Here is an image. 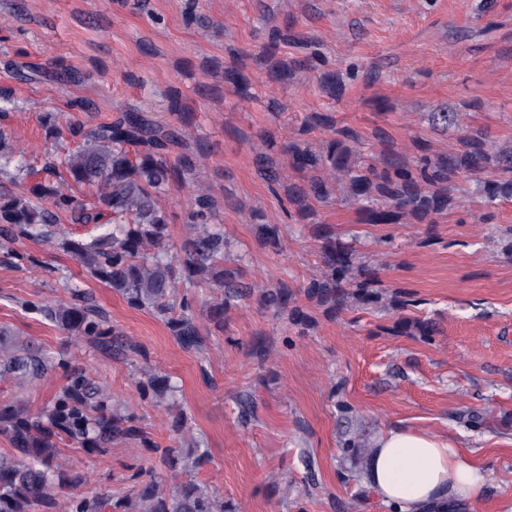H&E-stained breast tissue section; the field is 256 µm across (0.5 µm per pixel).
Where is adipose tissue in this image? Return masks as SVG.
Here are the masks:
<instances>
[{
	"instance_id": "1",
	"label": "adipose tissue",
	"mask_w": 512,
	"mask_h": 512,
	"mask_svg": "<svg viewBox=\"0 0 512 512\" xmlns=\"http://www.w3.org/2000/svg\"><path fill=\"white\" fill-rule=\"evenodd\" d=\"M364 481L394 512H430L461 499H477L486 481L482 467L447 438L394 428L381 434Z\"/></svg>"
}]
</instances>
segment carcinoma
I'll list each match as a JSON object with an SVG mask.
<instances>
[{
    "label": "carcinoma",
    "mask_w": 512,
    "mask_h": 512,
    "mask_svg": "<svg viewBox=\"0 0 512 512\" xmlns=\"http://www.w3.org/2000/svg\"><path fill=\"white\" fill-rule=\"evenodd\" d=\"M68 131L80 140L78 149L57 155L45 164L46 176L31 181L33 172L22 160L23 152L0 128V176L18 184L17 191L0 194V246L17 257L10 244L20 237L51 238L52 227L63 217L77 224L104 226L106 232L89 242L64 235L57 245L128 307L147 310L163 321L181 346L201 347L202 332L192 301L178 295L176 285L204 284L224 292L220 301L208 307L209 320L219 325L224 323L226 297H249L255 287L244 281L241 268L224 266L228 241L222 225L208 222L214 201L207 195L196 196L187 214L192 236L179 252L168 256L173 242L171 214L164 200L192 171L184 161L188 154H181L174 163L169 158V147L187 146L183 136L174 126L154 123L141 112H123L112 122L90 129L70 125ZM458 144L454 152L423 155L413 164L386 170L374 162L352 165L344 150L335 149L324 157L298 142L288 143L282 157L284 167L315 169L328 162L343 172L351 197L371 224H398L406 215L434 224L455 208L452 185L460 177L506 175L503 182H490L489 198L512 199V151L492 150L486 132L473 127L459 131ZM258 163L261 175L279 181L283 167L265 155ZM330 194L326 182L315 180L293 187L291 202L305 212L311 200ZM322 239L326 272L321 277L301 288L280 284L260 293V302L281 312L292 326L316 324L311 306L334 314L350 298L369 304L381 294L379 270L354 266L351 247L327 233ZM24 308L71 335L84 337L115 359L149 361L145 347L120 338L87 306L77 288L67 303L27 301ZM391 330L398 335L414 330L428 341L436 334L433 322L406 317L397 319ZM62 364L64 354L44 351L0 328V378L24 384ZM135 386L140 400L166 410L174 407L178 386L170 376L147 370ZM186 424L187 417L178 411L171 422L170 441L161 446L139 416L114 408L104 391L81 371L70 373L52 401L37 413L21 401L0 398V439L9 446L8 452L0 451V512H101L107 504L112 512H238L224 507V497L192 479L170 493L161 488L157 471L164 469L174 476L188 473L207 456L197 441L184 446ZM63 443L99 455L114 445L133 443L153 449L159 457L155 465L139 469L128 488L91 497L72 495L61 506L58 496L64 490L87 481L80 471L56 463L58 445ZM369 454L355 436L340 443L342 460L355 470L363 469Z\"/></svg>",
    "instance_id": "obj_1"
}]
</instances>
